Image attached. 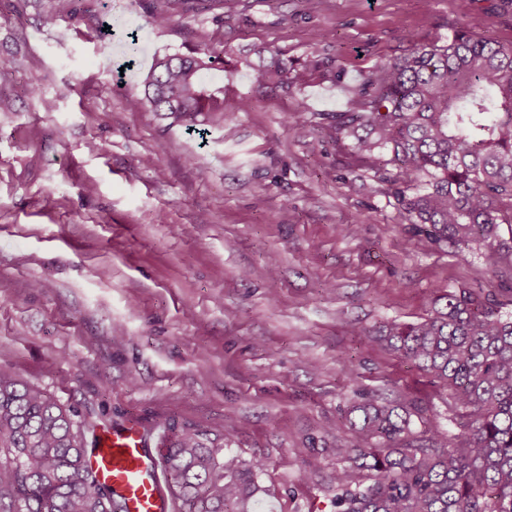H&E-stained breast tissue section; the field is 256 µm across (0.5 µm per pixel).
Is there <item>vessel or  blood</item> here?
<instances>
[{
  "label": "vessel or blood",
  "instance_id": "obj_1",
  "mask_svg": "<svg viewBox=\"0 0 512 512\" xmlns=\"http://www.w3.org/2000/svg\"><path fill=\"white\" fill-rule=\"evenodd\" d=\"M88 467L97 483L112 488L123 512H168L162 463L138 425L100 433Z\"/></svg>",
  "mask_w": 512,
  "mask_h": 512
}]
</instances>
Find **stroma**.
Segmentation results:
<instances>
[{
  "mask_svg": "<svg viewBox=\"0 0 512 512\" xmlns=\"http://www.w3.org/2000/svg\"><path fill=\"white\" fill-rule=\"evenodd\" d=\"M159 6L0 0V368L95 427L141 422L155 454L173 425L262 461L256 512H331L355 392L430 403L428 428L454 430L431 377L355 328L417 321L450 289L498 293L512 255L437 245L394 169L364 167L323 119L470 16L511 44L512 0H194L156 28ZM218 33L224 100L251 111L203 135L128 109L155 55ZM257 47L319 61L306 111L256 80Z\"/></svg>",
  "mask_w": 512,
  "mask_h": 512,
  "instance_id": "35a3bbf8",
  "label": "stroma"
}]
</instances>
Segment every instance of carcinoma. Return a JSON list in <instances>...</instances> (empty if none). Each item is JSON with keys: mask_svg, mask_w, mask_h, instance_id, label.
<instances>
[{"mask_svg": "<svg viewBox=\"0 0 512 512\" xmlns=\"http://www.w3.org/2000/svg\"><path fill=\"white\" fill-rule=\"evenodd\" d=\"M187 0H167L150 24L168 25ZM470 17L444 45L410 52L365 75L347 110L332 116L331 135L347 139L370 166L392 165L405 188L396 192L412 224L437 244H476L494 266L512 251V45L475 35ZM260 82L302 89L294 66L258 52ZM224 64V40L190 55L162 54L131 92L133 109L150 104L187 130L204 113L224 115V87L209 72ZM511 226L504 239L500 226ZM512 288L481 297L450 290L416 323L392 321L376 337L430 375L456 432L430 438V406L361 397L346 419L348 448L336 449L333 512H512ZM363 344L376 338L364 335ZM163 454L179 512H255L259 461L250 464L207 444L195 429H171ZM10 512H116L112 489L87 468L84 424L43 388L0 369V501Z\"/></svg>", "mask_w": 512, "mask_h": 512, "instance_id": "cac0c4a2", "label": "carcinoma"}]
</instances>
